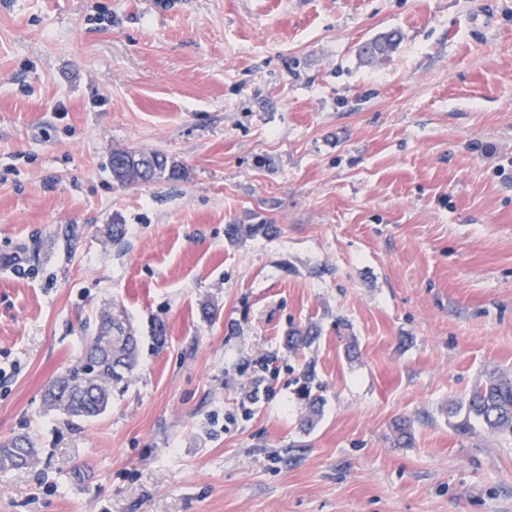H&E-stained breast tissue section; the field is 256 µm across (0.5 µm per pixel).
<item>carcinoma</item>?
Listing matches in <instances>:
<instances>
[{"instance_id":"1","label":"carcinoma","mask_w":512,"mask_h":512,"mask_svg":"<svg viewBox=\"0 0 512 512\" xmlns=\"http://www.w3.org/2000/svg\"><path fill=\"white\" fill-rule=\"evenodd\" d=\"M401 40L400 32L392 30L369 40L370 47L359 49V55L372 60L390 55ZM142 162L151 166L150 179L158 181L167 171V160L159 154L138 153ZM273 224H229L225 236L231 242L259 233L273 234ZM318 336L308 327L288 333V350L309 347ZM139 336L127 322L102 315L95 334L84 345L83 354L75 365L57 377L45 390L44 404L48 410L69 419H91L104 413L112 400V389L128 383L138 365ZM299 395L308 410L305 425L313 427L321 415L324 403L323 387L316 382L311 365L303 368L299 377ZM453 427L462 434L475 431V425L485 430L512 437V375L492 373L477 383L464 397L455 412ZM38 459V448L27 434H19L0 442V470L23 468Z\"/></svg>"}]
</instances>
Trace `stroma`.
I'll list each match as a JSON object with an SVG mask.
<instances>
[{
	"label": "stroma",
	"instance_id": "1",
	"mask_svg": "<svg viewBox=\"0 0 512 512\" xmlns=\"http://www.w3.org/2000/svg\"><path fill=\"white\" fill-rule=\"evenodd\" d=\"M118 150L176 173L121 185ZM106 310L138 366L66 420L43 393ZM494 372L512 0H0V441L39 448L0 512H512V439L448 413ZM401 40L399 31L392 30L382 33L373 39L368 40L371 46L363 49L359 47V55L365 60H372L390 55L395 51ZM276 231L277 228L273 224H229L225 227V236L233 242L243 236H252L259 233L269 235ZM298 380L301 382L298 392L305 401V406L308 410L305 425L311 428L316 424L321 415L324 403L323 387L320 383H315L316 375L309 364L305 365Z\"/></svg>",
	"mask_w": 512,
	"mask_h": 512
}]
</instances>
